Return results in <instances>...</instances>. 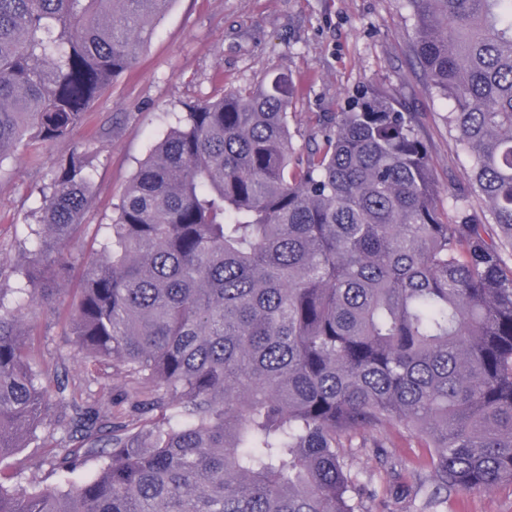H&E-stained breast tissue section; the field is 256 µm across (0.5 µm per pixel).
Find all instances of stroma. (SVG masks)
<instances>
[{"instance_id":"obj_1","label":"stroma","mask_w":512,"mask_h":512,"mask_svg":"<svg viewBox=\"0 0 512 512\" xmlns=\"http://www.w3.org/2000/svg\"><path fill=\"white\" fill-rule=\"evenodd\" d=\"M413 22L405 0H174L137 66L95 102L85 127L70 138L22 142L0 164V261L15 262L37 222L45 189L74 143L100 128L112 138L94 142L96 202L73 241L66 284L48 304L29 309L38 335L34 360L45 385L65 364L68 395L106 411L128 401L125 377L111 366L77 355L69 320L80 297L83 267L98 248L137 165L174 124L187 103L255 86L267 72L289 74L296 95L289 109L294 162L306 160L321 120L347 109L362 92L385 94L417 113L431 152L440 192L470 187L469 159L448 132L446 101L427 87L410 43ZM51 425L0 468L17 469L22 484L48 483L46 471L27 462L49 453ZM347 454L372 493L370 512H409L414 473H428L431 451L390 430L383 452L351 448ZM447 512H512V484L479 493L458 492Z\"/></svg>"}]
</instances>
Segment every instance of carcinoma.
I'll return each mask as SVG.
<instances>
[{
    "instance_id": "carcinoma-1",
    "label": "carcinoma",
    "mask_w": 512,
    "mask_h": 512,
    "mask_svg": "<svg viewBox=\"0 0 512 512\" xmlns=\"http://www.w3.org/2000/svg\"><path fill=\"white\" fill-rule=\"evenodd\" d=\"M173 0H0V163L68 137ZM411 51L472 191L442 219L416 113L364 94L290 168L289 76L186 105L137 167L71 316L76 351L137 398L102 413L42 385L25 311L53 300L93 203L90 144L43 193L0 279V462L56 450L0 512H361L340 449L398 428L433 449L419 512L512 484V0H406ZM52 423L53 421H51V417H49L46 420L44 427L40 431L41 439L37 442L29 443L26 446V448H20L19 452L16 455L5 459L0 464V469L12 470L14 468L20 471L21 474L19 476V481L23 485H28L31 483H54L56 481L55 478L48 477L46 470L36 471L26 467L28 460L43 456L49 453L52 449H54L52 447L55 445V442L49 436L51 435L53 428Z\"/></svg>"
}]
</instances>
